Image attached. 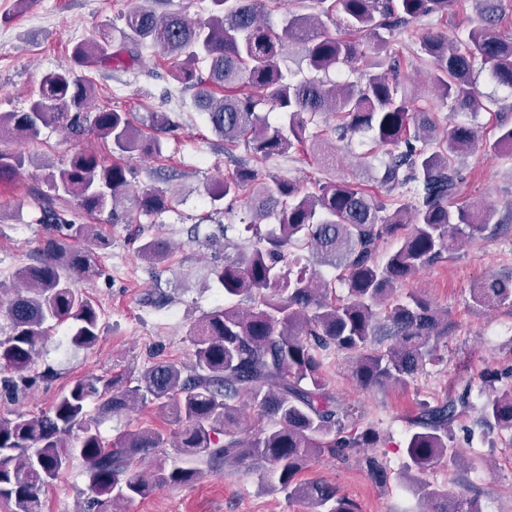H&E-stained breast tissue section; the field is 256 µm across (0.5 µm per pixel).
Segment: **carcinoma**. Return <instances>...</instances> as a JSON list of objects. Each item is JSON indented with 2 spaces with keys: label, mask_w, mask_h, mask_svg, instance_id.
Instances as JSON below:
<instances>
[{
  "label": "carcinoma",
  "mask_w": 512,
  "mask_h": 512,
  "mask_svg": "<svg viewBox=\"0 0 512 512\" xmlns=\"http://www.w3.org/2000/svg\"><path fill=\"white\" fill-rule=\"evenodd\" d=\"M212 14L193 20L182 11L158 13L144 3L123 15L119 37L102 31L72 47L70 61L46 73L26 112H0V133L14 131L36 139L45 126L79 134L84 131L94 89L88 72L132 74L147 46L171 60V77L194 90V102L224 146L244 142L258 159L282 155L306 141V130L324 112L336 115L339 139L370 131L375 142L391 148L379 182L388 193L404 188L411 204L386 213V205L361 185L345 179L309 192L300 183L273 178L260 182L249 167H237L213 183L215 200L241 201L250 213L247 230L253 243L224 257L212 274L229 296H246L251 308L217 307L191 329L194 362L190 366L158 361L137 377L105 374L77 380L51 409L38 415L17 412L0 418V500L13 512H43L42 494L58 476L79 461L85 467L87 495L98 512H112L117 501L145 499L171 485L202 475L199 464L213 468L250 462L270 467L276 484L307 504L308 512H357L358 506L322 480H300L310 457L321 451L344 456L356 448H375L372 428L348 431L344 410L322 383L323 358L341 351L351 358V375L364 388L399 384L414 376L448 328V315L421 295L389 299L397 285L414 278L458 239L481 233L494 218L490 209L454 206L464 176L456 158L476 149V131L465 124L435 134L432 112L419 108L418 88L397 77V60L389 71L369 73L361 82L293 81L278 59L298 47L316 72L351 63L386 44L414 20L446 15L455 0H317L321 15L339 17L349 37L329 34L320 15H293L276 33L261 19L263 0H210ZM478 25L464 43L441 34L422 38L419 50L431 61L430 82L457 112L491 110L493 99L481 98L474 85L475 64L497 85L512 90V38L496 33L501 0H478ZM224 90L217 96L216 90ZM288 116L289 132L271 125L263 108ZM112 150H140L159 155L158 139L144 135L131 112L99 107L90 124ZM323 166H335L338 149L322 147L311 135ZM512 148V122L500 118L497 136L484 148L498 154ZM23 157L0 150V183L13 182ZM129 170L120 163L102 164L91 151L74 152L65 167L51 175L55 187L74 198L88 214L109 212L112 220L133 222L120 212L130 194ZM172 199L144 191L138 211L150 214ZM275 214L277 227L262 230L263 217ZM37 223L52 231L42 258L16 269L0 281V314L7 331L0 336V392L16 396L26 387L39 348L51 329L69 323L71 343L90 349L98 341L101 311L74 287L78 279L101 273L93 251L77 242L83 224L69 221L51 205L40 208ZM307 250L339 271L348 295L338 299L331 283L301 263ZM138 255L161 264L172 255L159 237L144 241ZM478 306H512V279H485L473 288ZM393 343L379 348L381 337ZM96 399L101 417L150 405L178 425L175 447L184 459L167 467L155 461L153 474L130 470L170 442L167 433L145 429L103 440L88 417ZM248 406L258 427L242 426ZM467 393L443 405L427 406L407 441L406 469L421 471L442 458L456 460L451 426ZM483 427L512 432V387L497 392L483 407ZM366 468L379 485L388 472L376 456ZM410 489L428 502L427 512H480L475 501L411 480Z\"/></svg>",
  "instance_id": "1"
}]
</instances>
